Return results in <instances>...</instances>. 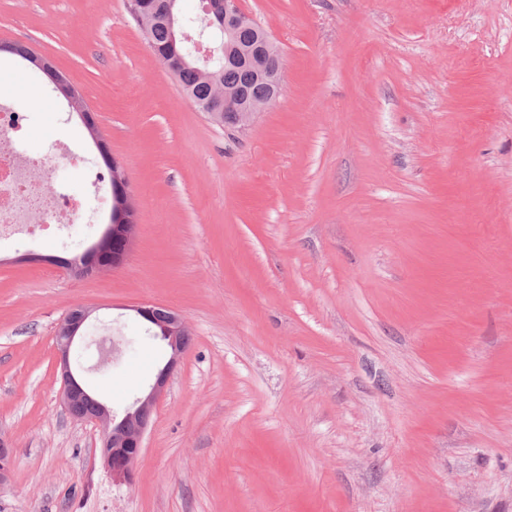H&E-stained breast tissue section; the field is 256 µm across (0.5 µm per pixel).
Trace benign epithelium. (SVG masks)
Wrapping results in <instances>:
<instances>
[{
    "label": "benign epithelium",
    "instance_id": "benign-epithelium-1",
    "mask_svg": "<svg viewBox=\"0 0 512 512\" xmlns=\"http://www.w3.org/2000/svg\"><path fill=\"white\" fill-rule=\"evenodd\" d=\"M224 8V53L235 51L238 62L248 68L252 78L267 84L272 95L279 96L282 90V60L278 49L268 33L257 37V46L251 49L239 48L232 43L236 32L242 28L255 27V21L241 4V0H219ZM271 98L264 101L250 99L235 89H226L215 94L209 103V116L214 121H224V125L243 130L254 117L270 106ZM159 307L143 304L134 308L142 319L155 327L154 337L161 339L170 350L169 358L159 371L154 383L146 395L136 398L133 403L117 415L103 403H97L98 410L93 415L82 413L80 403L92 397L87 385L74 374L70 357L76 340L82 337V330L88 321L91 310L78 306L68 312L57 326L54 334L57 353V365L60 368L62 387L61 402L70 417L75 421L92 423L100 431L103 447L112 449V460L108 466L112 469V479L130 481L139 453H126V449H140L144 434L149 425L151 414L161 398L170 374L178 365L184 347L181 336L188 327L184 318L174 310H168L164 319L157 317ZM12 442L5 434H0V490L8 487L12 479Z\"/></svg>",
    "mask_w": 512,
    "mask_h": 512
}]
</instances>
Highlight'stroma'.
Returning a JSON list of instances; mask_svg holds the SVG:
<instances>
[{"label":"stroma","instance_id":"obj_1","mask_svg":"<svg viewBox=\"0 0 512 512\" xmlns=\"http://www.w3.org/2000/svg\"><path fill=\"white\" fill-rule=\"evenodd\" d=\"M242 5L283 71L238 131L190 103L128 0H0V45L79 90L137 224L112 271L55 264L104 230L106 166L52 84L1 55L20 151L81 213L0 244V512H512V0ZM140 304L179 312L191 342L134 480L106 494L54 331L85 305L91 336L129 341L106 369L79 359L119 413L168 357Z\"/></svg>","mask_w":512,"mask_h":512}]
</instances>
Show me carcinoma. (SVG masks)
Masks as SVG:
<instances>
[{
  "label": "carcinoma",
  "instance_id": "carcinoma-1",
  "mask_svg": "<svg viewBox=\"0 0 512 512\" xmlns=\"http://www.w3.org/2000/svg\"><path fill=\"white\" fill-rule=\"evenodd\" d=\"M136 2H138L140 13L138 24L146 31L147 42L159 62L164 64L180 55L186 58L187 65L179 70L178 75L183 92L196 109L201 112L206 111V103L213 96L215 88L224 84L239 87L242 93L250 98L266 96L267 89L265 86L252 80L243 69L235 65L226 66L220 59L205 66L191 57L189 53L190 44L182 38L181 32L185 31L190 35L195 34L197 20L195 17L186 14L181 4L177 3L174 6L175 28L172 29L156 15L158 0H136ZM5 50L41 70L70 107L81 114L94 144L99 149L104 164L112 174L109 223H114V214L117 210V203L122 201V185L126 183V178L120 167L112 166V157L99 136L94 122L88 117L81 94L74 91L72 84L62 74L52 65L44 62L43 58L37 56L29 47L23 44H14L5 47Z\"/></svg>",
  "mask_w": 512,
  "mask_h": 512
}]
</instances>
